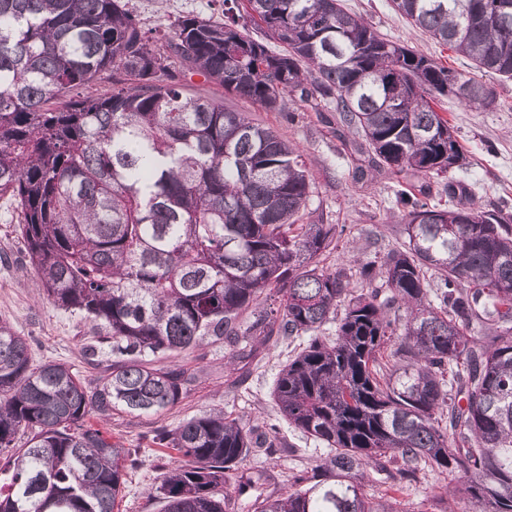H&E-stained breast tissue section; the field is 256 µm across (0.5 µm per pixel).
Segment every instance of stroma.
I'll return each mask as SVG.
<instances>
[{
	"label": "stroma",
	"mask_w": 512,
	"mask_h": 512,
	"mask_svg": "<svg viewBox=\"0 0 512 512\" xmlns=\"http://www.w3.org/2000/svg\"><path fill=\"white\" fill-rule=\"evenodd\" d=\"M343 3L389 39L414 47L455 71L471 73L469 59L413 28L395 11L391 0H343ZM130 5L150 28L172 23L182 15L207 16L220 9L217 0H130ZM187 82L191 93L223 100L225 107L274 129L304 151L313 183L307 216L344 228L345 244L332 251L326 260L328 266L348 263V250L352 247L363 260L400 248L403 242L400 220L391 207L393 186L399 183L414 192L422 184L433 187L438 184L437 179L422 176L398 180L384 171L374 179L353 182L349 173L357 157L336 131L335 113L297 104L289 105L284 112H269L250 101L224 94L200 76H190ZM485 82L493 94L489 104L468 107L447 98L442 103V112L468 152L470 164L461 177L474 187L478 205L512 214V80L492 75ZM20 223L21 216L14 204L1 196L0 253L5 259L0 262V320L27 338L33 364L64 363L86 380H96L100 369L87 365L81 353L83 346L94 340L93 327L77 314L55 307L35 288L32 273L24 267L25 246ZM293 350V343L279 341L258 356L249 375L244 377L239 370L225 368L223 344L206 345L186 359L187 366L198 370L199 375L187 398L178 406L140 416L117 411L101 423L105 437L128 449L136 460L125 471L119 512H161L157 490L163 472L171 467L172 461L169 450L157 447L152 436L156 430L175 429L187 419L212 409L279 425L280 447L249 456L239 466L243 473L267 470L271 476L270 491L281 490L292 476L315 466L322 447L301 439L291 428L282 425L271 396L280 366ZM460 484L461 479L455 474H420L413 488L401 495L400 508L402 512H444V491Z\"/></svg>",
	"instance_id": "obj_1"
}]
</instances>
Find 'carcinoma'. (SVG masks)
Here are the masks:
<instances>
[{"mask_svg": "<svg viewBox=\"0 0 512 512\" xmlns=\"http://www.w3.org/2000/svg\"><path fill=\"white\" fill-rule=\"evenodd\" d=\"M219 2L216 16L149 28L129 0H0V195L20 209L38 290L96 329L84 358L100 364L104 344L112 356L89 387L64 363L33 366L0 321V455L28 435L0 512H115L127 451L85 418L169 410L194 382L182 355L219 342L250 364L280 339L299 350L274 381L278 410L327 454L252 512H398L366 490L373 471L400 494L422 472L459 473L482 512H512V215L467 203L469 184L446 177L450 157L468 161L434 108L484 105L491 90L341 0ZM392 4L475 69L512 78V0ZM106 72L112 92L93 93ZM189 74L268 111L333 106L364 158L353 180L446 177L448 206L395 189L402 247L323 266L342 232L300 223L303 152L188 93ZM377 278L384 295L362 286ZM277 432L210 410L157 433L193 461L164 474L162 512H226L268 480L235 471Z\"/></svg>", "mask_w": 512, "mask_h": 512, "instance_id": "1", "label": "carcinoma"}]
</instances>
